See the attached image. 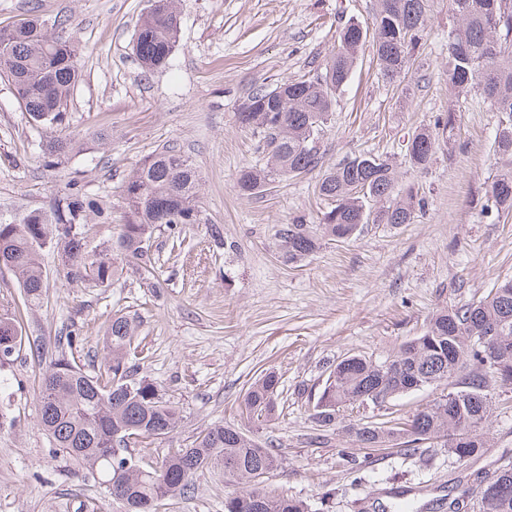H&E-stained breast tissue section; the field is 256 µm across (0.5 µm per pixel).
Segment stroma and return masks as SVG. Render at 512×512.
Masks as SVG:
<instances>
[{
    "mask_svg": "<svg viewBox=\"0 0 512 512\" xmlns=\"http://www.w3.org/2000/svg\"><path fill=\"white\" fill-rule=\"evenodd\" d=\"M147 7L148 0H0V28L32 17L77 28L83 80L67 132L84 143L64 164L45 167L36 131L0 78V219L47 209L72 179L120 215L122 179L161 149L197 169L204 217L177 235L158 228L150 266L125 264L107 288L65 278L60 257L45 252L48 292L37 308H24L14 274L0 268V302L20 310L30 340L0 371L16 421L0 428V512H77L83 502L94 512H121L88 470L50 443L38 401L39 368L55 357L62 328H79L76 360L92 373L116 313L137 318L132 361L179 412L176 429L135 456L161 460L204 429L231 423L280 454L265 486L317 512H394L397 490L409 491L413 512H448L443 501L454 481L512 461V407L495 406L485 448L462 465L436 444L412 457L359 446L341 426L319 429L312 406L345 357L385 360L437 310L512 278V213L482 211L492 178L507 167L493 151L497 115L448 97V29L456 23L449 0H428L404 88L381 78L364 53L337 96L318 167L275 178L252 196L237 192L236 175L265 167L267 157L239 124L240 103L257 87L312 73L335 50L338 27L352 18L371 26L377 0H178L177 46L167 67L150 73L132 50ZM450 111L455 128L429 168H400V186L417 184L425 198L414 223L367 224L301 263L283 261L277 230L297 218L320 223L328 204L317 185L327 171L359 154L405 155L408 132ZM101 128L112 131L103 145L93 136ZM215 224L223 229L220 246ZM148 270L159 287L145 285ZM268 371L281 378L275 414L246 417L243 395ZM355 459L362 468L352 467ZM239 489L208 475L194 496L167 500L160 512H224L225 497Z\"/></svg>",
    "mask_w": 512,
    "mask_h": 512,
    "instance_id": "35a3bbf8",
    "label": "stroma"
}]
</instances>
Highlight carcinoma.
I'll use <instances>...</instances> for the list:
<instances>
[{"label": "carcinoma", "instance_id": "cac0c4a2", "mask_svg": "<svg viewBox=\"0 0 512 512\" xmlns=\"http://www.w3.org/2000/svg\"><path fill=\"white\" fill-rule=\"evenodd\" d=\"M427 0H378L373 27L348 22L338 33L337 47L313 74L260 87L239 105L242 127L259 137L268 152L267 168H244L236 177L243 196L261 191L272 177L297 176L319 163L317 140L333 111L336 96L348 82L364 47H372L382 77L395 81L413 65L426 25ZM460 24L448 30V90L456 98H477L498 113L494 153L512 160V0H451ZM31 18L0 28V77L36 128L44 163L57 167L75 149L74 139L60 135L68 127V105L81 78L77 31H57ZM180 15L176 0H155L137 25L133 50L140 67H165L176 47ZM439 139L427 129L409 135L407 153L417 172L431 164ZM200 178L183 155L163 150L148 156L122 181L123 209L117 240L89 253L84 245L90 226L112 223V208L68 182L48 210L32 211L20 220L0 221V265L14 274L24 305L44 302L41 252L50 244L61 254L66 276L105 288L120 263L147 255L154 231L204 221L199 205ZM320 195L331 201L319 224H282L278 247L285 262L307 259L325 240H350L363 224H410L424 207L419 189L398 188L397 164L391 156L360 154L331 169L321 179ZM487 210L512 212V170L496 177L486 194ZM136 320L115 314L109 322L107 353L95 374L75 360L80 330L72 327L56 337L57 357L40 375V425L54 447L95 473L102 491L124 512H156V506L196 488L206 472L249 488L227 496L224 512H313L300 499L273 494L264 479L278 467L271 448L256 443L235 425H215L199 433L188 448H173L156 466L140 460L108 457L115 442L129 448L169 435L177 410L163 400L155 382L137 376L128 351ZM26 345L15 314L0 313V351H13L0 370ZM512 373V279L489 293L434 314L419 336L404 341L393 358L376 364L348 357L336 364L315 405L328 413L313 419L322 427L344 424L345 431L366 448L389 443L405 455L420 445L441 440L440 447L458 461L477 456L484 447L481 431L489 420L496 389L512 380L487 379L493 367ZM445 391L407 417H396L391 402L430 386ZM279 378L269 371L245 393L247 416L273 413ZM371 400L386 419L344 423L343 413ZM476 486L460 480L448 509L457 512H512V463Z\"/></svg>", "mask_w": 512, "mask_h": 512}]
</instances>
